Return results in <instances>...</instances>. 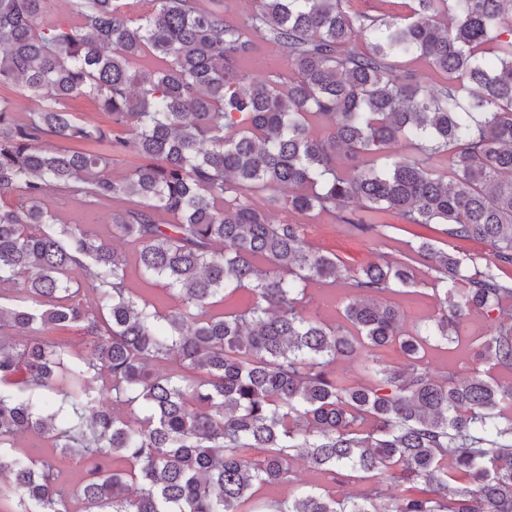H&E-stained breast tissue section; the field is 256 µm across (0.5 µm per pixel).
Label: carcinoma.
Segmentation results:
<instances>
[{
  "mask_svg": "<svg viewBox=\"0 0 512 512\" xmlns=\"http://www.w3.org/2000/svg\"><path fill=\"white\" fill-rule=\"evenodd\" d=\"M54 2L0 0V512H512V383L425 362L476 314L471 339L512 371V0H253L242 21L224 0ZM261 40L288 71L250 79ZM401 139L417 155L390 154ZM126 154L139 163L112 176ZM255 191L364 236L392 214L490 253L423 239L344 273ZM51 196L125 206L83 223ZM419 265L441 311L411 327L379 297L425 283ZM339 283L342 321L309 311L307 286ZM357 357L364 380L336 373ZM298 457L368 490L254 505ZM70 458L88 466L74 487Z\"/></svg>",
  "mask_w": 512,
  "mask_h": 512,
  "instance_id": "cac0c4a2",
  "label": "carcinoma"
}]
</instances>
